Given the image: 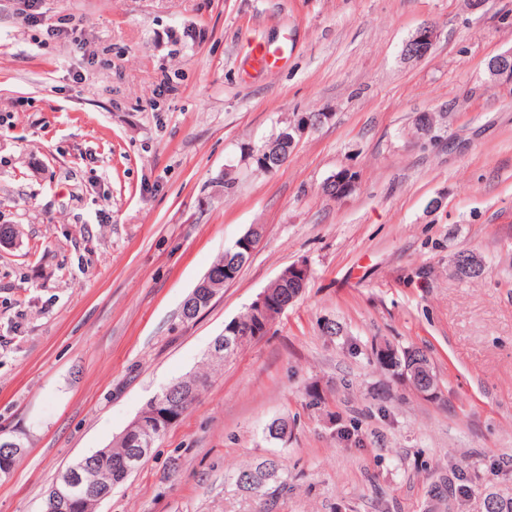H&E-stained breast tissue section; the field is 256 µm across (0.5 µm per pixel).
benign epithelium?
<instances>
[{
	"instance_id": "7a95c632",
	"label": "benign epithelium",
	"mask_w": 512,
	"mask_h": 512,
	"mask_svg": "<svg viewBox=\"0 0 512 512\" xmlns=\"http://www.w3.org/2000/svg\"><path fill=\"white\" fill-rule=\"evenodd\" d=\"M436 40V30L432 25L420 27L415 35L403 46L402 55L409 61H421L431 52ZM487 71L491 79H505L512 83V51L499 54L487 62ZM295 138L286 134L277 135L262 144L261 156L267 164L279 167L286 162ZM357 184L356 172L344 168L331 175L323 184V192L333 198H341ZM264 235V225L254 224L235 242L234 250L224 256V274L207 272L189 295L188 308L183 313L184 321H193L208 307L222 288L235 281L241 267L249 261L256 245ZM455 273L461 277L482 275L485 265L474 253H463L453 259ZM311 275L310 267L304 262L289 265L276 277L282 284L291 286L306 284ZM295 297L277 295L264 289L249 305L252 321L243 326L235 322L224 328L216 337L214 345L224 349L242 347L264 335L267 329L279 318ZM397 376L418 395L436 399L440 395L439 379L431 375L426 362L421 357L408 361ZM195 397V392L180 386H173L163 397L151 400L152 414L138 415L121 434L126 443L137 447V452L146 454L153 446V439L163 428L173 422V414ZM91 496L99 499L107 497L104 488L84 481L81 472L70 468L60 475L55 486V494L42 503V512H56L64 505L70 512H80L83 501Z\"/></svg>"
}]
</instances>
